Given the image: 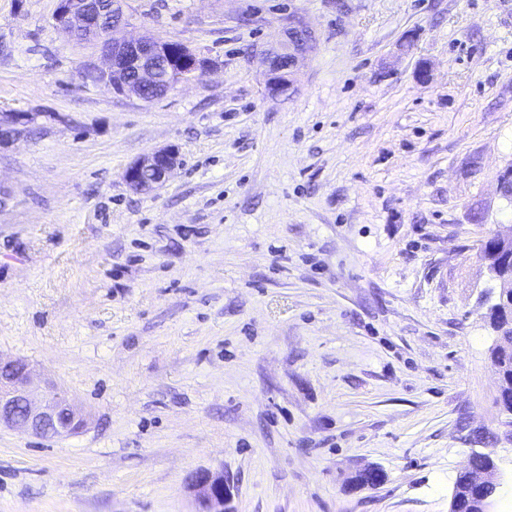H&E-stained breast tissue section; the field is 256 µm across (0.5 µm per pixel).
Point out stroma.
Segmentation results:
<instances>
[{
  "label": "stroma",
  "instance_id": "1",
  "mask_svg": "<svg viewBox=\"0 0 512 512\" xmlns=\"http://www.w3.org/2000/svg\"><path fill=\"white\" fill-rule=\"evenodd\" d=\"M56 5L0 0V113L40 115L0 146V358L88 425L0 428V512H197L204 469L236 512H448L498 420L474 247L512 219V0H124L211 61L151 102L83 80ZM292 15L275 96L254 51ZM288 25L289 26L286 27V34L289 38V44L285 46L286 52L270 54L268 49H264L255 53V55L261 56L267 64V74L270 75L267 83L273 95L279 94V72L276 70L275 65L281 62L285 70L288 72L291 70L293 72L299 57L307 50V47H309L313 40L310 27L300 18L289 20ZM179 165L174 148L156 150L134 161L125 171L128 186L140 193H149L162 185Z\"/></svg>",
  "mask_w": 512,
  "mask_h": 512
}]
</instances>
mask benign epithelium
<instances>
[{
  "mask_svg": "<svg viewBox=\"0 0 512 512\" xmlns=\"http://www.w3.org/2000/svg\"><path fill=\"white\" fill-rule=\"evenodd\" d=\"M54 22L58 30L71 40H98L108 57V65L95 70L102 81L118 95H134L148 102L144 93L152 88L156 96L167 93L162 87L161 68H172L174 59L166 48V41L150 36L128 37L123 34L126 20L119 0H57ZM289 44L286 52L272 54L264 49L257 52L267 64L268 88L279 94L275 65L283 64L293 71L299 57L313 40L310 27L300 19H291L286 27ZM183 80L199 79L210 69V62L197 52L192 58L184 57ZM42 117L39 112L0 113V142L8 143L23 136ZM179 165L178 152L173 148L156 150L134 161L125 171L128 186L140 193H149L162 185ZM39 373L24 360H0V427L20 429L45 438H58L80 433L86 421L73 398L56 384L47 381L37 385ZM489 459L492 475L478 471L472 473V482L490 486V491L475 497V512H494L493 507L502 490L501 459L495 448L468 450L465 474L475 458ZM194 488L202 505L200 512H234L230 484L224 472L202 471L195 477Z\"/></svg>",
  "mask_w": 512,
  "mask_h": 512,
  "instance_id": "1",
  "label": "benign epithelium"
}]
</instances>
